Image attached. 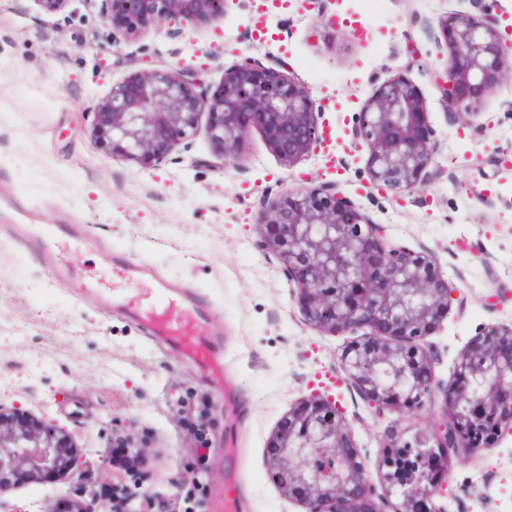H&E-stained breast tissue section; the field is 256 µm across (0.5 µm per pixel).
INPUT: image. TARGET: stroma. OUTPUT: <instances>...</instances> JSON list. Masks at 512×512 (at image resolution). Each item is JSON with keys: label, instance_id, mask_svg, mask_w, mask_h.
<instances>
[{"label": "stroma", "instance_id": "obj_1", "mask_svg": "<svg viewBox=\"0 0 512 512\" xmlns=\"http://www.w3.org/2000/svg\"><path fill=\"white\" fill-rule=\"evenodd\" d=\"M491 15L512 42V0H229L222 19L181 32L162 24L136 40L105 22L101 0H69L56 13L37 0H0V407L52 423L84 465L54 480L25 478L0 493L18 512H54L76 487L131 484L112 463L116 440L142 448L141 474L184 497L197 443L181 427L199 396L210 400V456L201 485L233 479L237 512H304L268 467L282 417L313 394L335 399L353 439L375 461L392 427L430 428L442 395L419 415L376 416L343 374L351 333L310 327L280 260L258 245V219L302 185H336L383 225L388 243L427 252L458 289L428 338L437 380L484 327L512 324V85L481 106L478 124L450 120L434 72L447 52L438 21L449 12ZM283 63L321 106L324 141L294 168L251 130L241 166L225 162L206 127L158 166L105 157L90 130L96 105L145 67L196 70L214 91L242 57ZM416 84L438 151L429 182L386 193L352 145V117L389 77ZM161 281L204 298L224 340V392L111 301L81 291L116 254ZM447 512H512V434L452 455Z\"/></svg>", "mask_w": 512, "mask_h": 512}]
</instances>
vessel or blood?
Here are the masks:
<instances>
[{
	"label": "vessel or blood",
	"instance_id": "obj_1",
	"mask_svg": "<svg viewBox=\"0 0 512 512\" xmlns=\"http://www.w3.org/2000/svg\"><path fill=\"white\" fill-rule=\"evenodd\" d=\"M135 272L134 262L117 258L110 280L92 281L88 289L110 295L113 303L130 318L168 342L189 365L210 380L216 391H223L224 346L213 337L211 306L201 299L187 300L178 289L165 285L150 290H118V283L133 280ZM235 492L233 483L213 484L207 496L208 512H231Z\"/></svg>",
	"mask_w": 512,
	"mask_h": 512
}]
</instances>
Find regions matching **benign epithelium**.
Segmentation results:
<instances>
[{"label":"benign epithelium","mask_w":512,"mask_h":512,"mask_svg":"<svg viewBox=\"0 0 512 512\" xmlns=\"http://www.w3.org/2000/svg\"><path fill=\"white\" fill-rule=\"evenodd\" d=\"M228 0H102L106 22L125 39L149 27L178 28L224 17ZM448 50L435 73L443 108L473 124L483 100L512 82V46L488 18L450 12L438 21ZM207 116L213 146L240 164L241 147L260 129L286 167L321 143L318 107L305 83L279 64L250 56L224 69L204 91L189 70H141L95 108L92 135L114 159L150 169L189 140ZM366 143L371 182L395 192L428 181L437 149L426 102L409 79L382 82L353 118ZM260 244L277 255L295 284L308 325L328 333L369 329L342 352L341 365L378 415L418 412L435 392L445 418L428 431L391 429L375 462L374 483L344 413L321 395L290 408L268 443L272 477L305 512H445L450 453L482 448L512 430V326L484 328L457 357L451 379H436L437 354L425 344L448 315L454 288L434 258L384 240V230L334 185L283 193L263 212ZM0 408V493L24 474L46 480L80 468L67 432ZM118 512H152L159 493L124 489ZM75 512H102L92 489L74 493Z\"/></svg>","instance_id":"obj_1"}]
</instances>
